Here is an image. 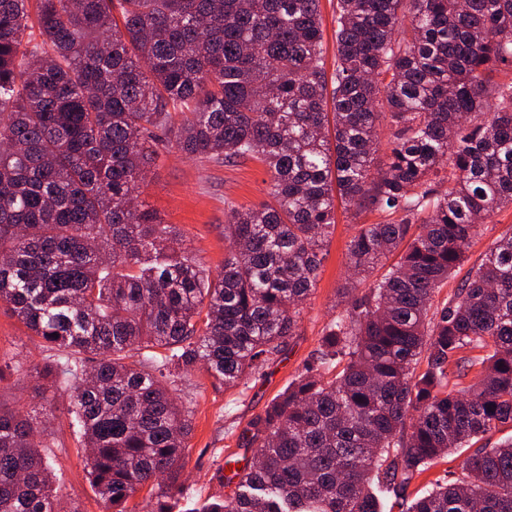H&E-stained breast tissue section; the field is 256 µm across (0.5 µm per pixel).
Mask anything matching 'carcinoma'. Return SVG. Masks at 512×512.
Segmentation results:
<instances>
[{
	"label": "carcinoma",
	"mask_w": 512,
	"mask_h": 512,
	"mask_svg": "<svg viewBox=\"0 0 512 512\" xmlns=\"http://www.w3.org/2000/svg\"><path fill=\"white\" fill-rule=\"evenodd\" d=\"M319 4L0 0V309L54 351L33 390L47 415L49 389L69 393L105 512L146 486L172 512L192 431L176 382L200 366L233 387L282 354L338 200L388 216L355 225L357 273L398 259L362 294L350 282L316 358L245 430L257 460L196 512H383L388 492L400 512H512V438L405 496L512 424V232L435 302L479 222L512 205V82L493 80L512 67V0H336L331 72ZM159 134L271 173L267 202L227 205L215 278L136 202ZM44 425L0 403V512H66ZM512 435V426L510 424L505 425L500 430H495L488 433L482 441H480L475 447L472 449L460 448L448 454L443 460H441L437 465L432 467L429 471L422 474L420 477L414 479L409 488L408 494L410 497H413L416 493H421L425 490L426 485L430 481L434 482L436 479H440L441 481H446L448 478H452L449 474L455 473L457 476L460 472L459 464L467 456L474 448L481 444H487L489 447L494 446L496 443L500 442L502 439L510 437Z\"/></svg>",
	"instance_id": "carcinoma-1"
}]
</instances>
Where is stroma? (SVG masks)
Returning <instances> with one entry per match:
<instances>
[{
	"label": "stroma",
	"instance_id": "stroma-1",
	"mask_svg": "<svg viewBox=\"0 0 512 512\" xmlns=\"http://www.w3.org/2000/svg\"><path fill=\"white\" fill-rule=\"evenodd\" d=\"M270 172L265 164L249 158L234 163L206 156L192 157L174 147L161 149L156 166L148 172L138 197L146 209L156 211L164 223L182 234L183 244L212 272L224 264V210L228 203L255 207L266 202ZM383 215L365 210L358 215L336 212V226L327 243V255L308 300L296 336L286 341L284 352L271 362L263 377L248 379L227 388L198 369L184 377L178 399L193 405L192 432L186 466L180 476L183 492L172 500L174 512H190L195 504L232 494L224 462L234 455L253 460L254 451L242 447L240 436L247 424L263 415L271 402L312 360L319 348L321 330L344 304L342 290L350 272L346 247L355 225L373 224ZM512 230V206L501 208L481 228L467 259L455 269L441 297L453 294L469 269L503 233ZM47 353L36 337L9 312L0 310V402L33 417L42 413V398L35 394L34 379L13 372L14 363L25 368L43 366ZM56 409L49 419L51 430L47 456L63 480L61 497L66 512H103L100 499L90 487L80 448L69 424L67 397L57 394Z\"/></svg>",
	"mask_w": 512,
	"mask_h": 512
}]
</instances>
